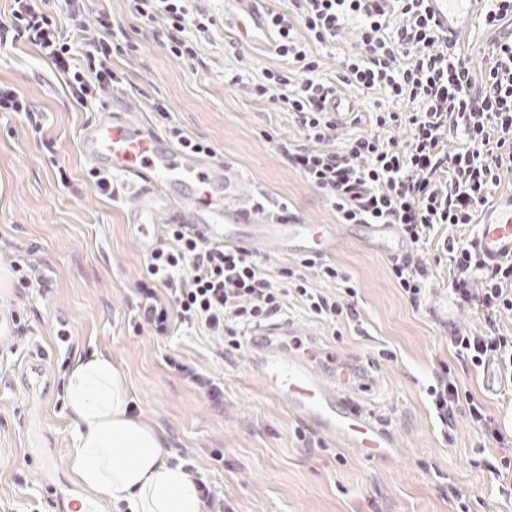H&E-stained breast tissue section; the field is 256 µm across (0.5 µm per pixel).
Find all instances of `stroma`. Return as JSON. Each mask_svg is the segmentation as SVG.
Instances as JSON below:
<instances>
[{
  "label": "stroma",
  "instance_id": "1",
  "mask_svg": "<svg viewBox=\"0 0 512 512\" xmlns=\"http://www.w3.org/2000/svg\"><path fill=\"white\" fill-rule=\"evenodd\" d=\"M88 8L131 24L125 0H89ZM134 27L137 51L112 60L125 72L126 88L107 98V111H124L133 100L146 112L151 100H165L169 121L208 141L218 159L239 170L245 198L264 196L270 207L288 206L310 224H337L331 207L279 152L281 143H299L295 125L251 92L262 70L278 67L276 55L255 54L220 25L202 44L203 66L191 69L162 46L155 27ZM232 71L242 83L225 84ZM0 82L41 110L44 125L37 137L25 122L0 113V264L29 252L51 278L44 292L14 283L0 288V327L12 332L14 313L26 327L0 347V512H68L83 497L70 467L64 386L75 356L94 351L110 354L127 374L134 414L163 436L172 461L194 465L233 512H456L461 501L469 512H512V499L499 494L486 466L482 434L460 412L454 438L446 440L427 402L426 386L447 363L461 390L512 432V392L488 391L482 372L448 347V323L476 330L482 318L448 297L442 237L424 253L437 278L427 307L416 310L392 279L388 257L338 224L340 241L329 257L354 278L364 335L347 330L337 338L333 325L297 308L289 313L379 378L369 401L393 429L397 450L388 460L365 459L292 417L250 368L248 349L225 350L186 332L164 342L133 332L144 257L126 224L133 197L114 202L85 181L89 163L80 138L96 113L77 105L51 64L22 43L0 50ZM169 354L223 384V406L212 407L171 371ZM46 448L55 449L56 466L46 471L24 463L25 454Z\"/></svg>",
  "mask_w": 512,
  "mask_h": 512
}]
</instances>
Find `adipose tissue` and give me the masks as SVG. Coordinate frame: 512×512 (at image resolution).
I'll return each instance as SVG.
<instances>
[{
	"mask_svg": "<svg viewBox=\"0 0 512 512\" xmlns=\"http://www.w3.org/2000/svg\"><path fill=\"white\" fill-rule=\"evenodd\" d=\"M71 470L97 498L127 512H204L195 483L171 463L161 434L129 408L128 379L110 355H76L67 375Z\"/></svg>",
	"mask_w": 512,
	"mask_h": 512,
	"instance_id": "adipose-tissue-1",
	"label": "adipose tissue"
}]
</instances>
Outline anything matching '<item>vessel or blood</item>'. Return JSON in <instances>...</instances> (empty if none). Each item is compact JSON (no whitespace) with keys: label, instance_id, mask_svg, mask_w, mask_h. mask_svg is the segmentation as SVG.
Segmentation results:
<instances>
[{"label":"vessel or blood","instance_id":"vessel-or-blood-1","mask_svg":"<svg viewBox=\"0 0 512 512\" xmlns=\"http://www.w3.org/2000/svg\"><path fill=\"white\" fill-rule=\"evenodd\" d=\"M483 5L484 0H429L436 28L452 43L469 33ZM224 19L253 48L276 50L275 34L256 0H225ZM81 151L93 167L137 182L127 224L142 254L157 247L164 220L191 225L216 244L256 252L272 242L297 257L327 253L338 240L329 224L255 223L241 198V175L233 165L175 147L144 129L132 113L114 112L87 126ZM478 225L475 247L481 258L494 263L512 255V200L485 209ZM362 237L376 241L390 257L406 251L405 242L389 224L363 225ZM248 344L253 369L289 413L359 449L366 458L389 455L395 445L392 430L357 399L358 393L376 385L366 366L340 359L334 349L290 319L253 328Z\"/></svg>","mask_w":512,"mask_h":512}]
</instances>
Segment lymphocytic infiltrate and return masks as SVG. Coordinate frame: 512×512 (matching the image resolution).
Wrapping results in <instances>:
<instances>
[{"instance_id":"1","label":"lymphocytic infiltrate","mask_w":512,"mask_h":512,"mask_svg":"<svg viewBox=\"0 0 512 512\" xmlns=\"http://www.w3.org/2000/svg\"><path fill=\"white\" fill-rule=\"evenodd\" d=\"M0 24V47L23 42L62 74L81 107L103 103L123 89L124 72L114 55L136 51L118 37L107 12L87 21L83 0H11ZM130 17L160 23L165 45L180 62L199 57V46L218 19L195 0H127ZM67 25L81 37L82 64H74ZM280 40L278 68L267 69L252 87L256 97L287 112L303 145L281 144L294 169L330 204L341 224H391L406 243L389 272L413 308L427 305L435 272L425 246L442 228L472 224L495 189L512 177V0H485L482 22L497 31L482 78H474L461 48L434 28L428 0H289L269 9ZM356 39L332 76L322 73L314 46H335L347 26ZM380 95L368 117L354 116L357 132L339 140L329 101L336 94ZM405 127V142L384 139ZM448 255V294L453 303L480 313L482 328L448 327L455 356L474 368L497 361L512 381V333L500 321L512 317V258L483 264L474 241L443 235ZM335 283L337 294L316 288ZM351 275L323 255L302 256L275 268L240 246L218 245L184 224L165 225L161 242L146 259L136 285L134 330L148 329L164 341L181 331L241 349L248 329L290 306L323 323L362 324ZM441 425L453 430L460 408L488 441L507 445L505 433L483 403L463 397L451 369L441 366L426 388Z\"/></svg>"}]
</instances>
